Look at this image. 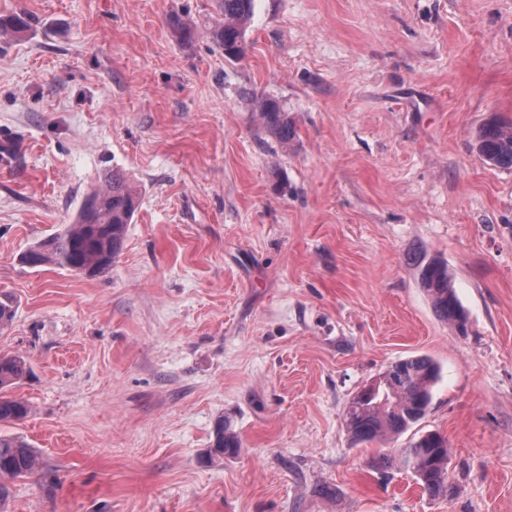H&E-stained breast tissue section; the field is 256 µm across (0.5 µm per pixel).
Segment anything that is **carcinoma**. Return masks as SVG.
I'll return each mask as SVG.
<instances>
[{
    "mask_svg": "<svg viewBox=\"0 0 512 512\" xmlns=\"http://www.w3.org/2000/svg\"><path fill=\"white\" fill-rule=\"evenodd\" d=\"M254 0H217V13L210 26L215 45L227 58L239 59L246 52L247 29ZM168 25L182 43L191 42L195 24L172 14ZM262 128L282 144L296 136L295 127L279 102L271 97L255 99ZM474 146L489 165L512 169V123L491 119L479 126ZM139 195L120 171L104 174L101 184L88 194L72 223L30 246L21 261L30 267L55 265L79 275L97 277L108 272L119 256L126 226L138 208ZM418 284L433 312L459 335L468 333V317L454 287L448 264L419 253L414 256ZM15 314L13 300L0 296V330ZM27 362L17 355L0 356V424L20 422L28 417V403L8 389L26 378ZM440 368L427 356H414L391 363L377 380L352 398L344 422L355 446L383 445L374 466L382 472L402 467L413 473L422 493L430 498H452L448 475V441L438 432L412 437L402 448H386L390 442L413 428L427 414ZM241 450L238 436L219 424L207 456L211 461L234 457ZM41 461L31 446L15 436L0 435V481L30 477Z\"/></svg>",
    "mask_w": 512,
    "mask_h": 512,
    "instance_id": "carcinoma-1",
    "label": "carcinoma"
}]
</instances>
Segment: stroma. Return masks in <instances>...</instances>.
Returning <instances> with one entry per match:
<instances>
[{"mask_svg":"<svg viewBox=\"0 0 512 512\" xmlns=\"http://www.w3.org/2000/svg\"><path fill=\"white\" fill-rule=\"evenodd\" d=\"M214 0H0V353L42 457L0 512H512V170L472 134L512 121V0H255L247 51ZM192 17V45L167 19ZM278 100L289 146L245 92ZM140 206L111 271L21 254L110 168ZM448 264L440 321L411 262ZM441 369L415 432L453 499L383 475L344 411L393 362ZM240 454L208 462L218 422ZM338 495L323 498L320 484ZM253 3L254 0H217V13L210 29L215 45L227 58L239 59L246 52ZM412 260L418 284L426 294L435 315L459 335H467V313L456 293L448 264L437 257L422 253L415 254Z\"/></svg>","mask_w":512,"mask_h":512,"instance_id":"obj_1","label":"stroma"}]
</instances>
